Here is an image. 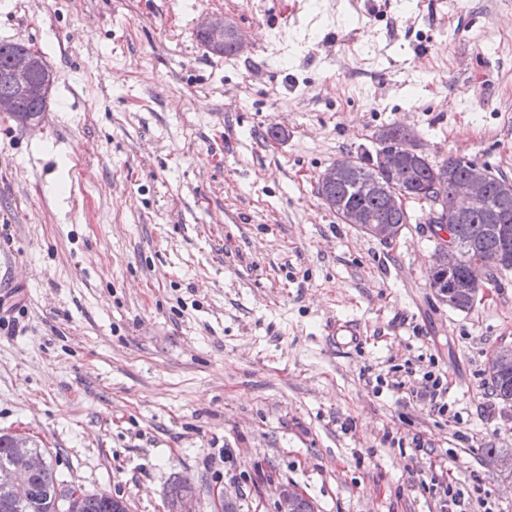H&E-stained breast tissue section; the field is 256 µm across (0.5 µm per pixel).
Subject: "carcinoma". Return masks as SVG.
<instances>
[{
  "mask_svg": "<svg viewBox=\"0 0 512 512\" xmlns=\"http://www.w3.org/2000/svg\"><path fill=\"white\" fill-rule=\"evenodd\" d=\"M23 48L12 42H0V94H20V114L31 118L47 106L49 92L54 83L52 71L46 66L42 54L32 53L33 67L22 79L16 78L10 70V58ZM443 164L448 167V181L458 180L465 173V158L450 155ZM357 172L353 177L336 186L334 202L336 209L358 206L366 211L378 224H391L395 232H400L410 223L407 212H390L384 208L385 189L391 186L404 188L414 199L429 204L433 200L421 194V188L429 181V163L403 156L398 168L391 174L382 175L371 167L370 155L357 156ZM508 182L503 176L492 180L486 212L473 214L468 223L460 224L456 211H448V229L455 237V254L452 263L442 261V273L448 280H460L467 277L471 258L478 252L496 250L501 247L499 227L512 226V210H501L503 184ZM492 389L498 399L512 397V374L503 377L488 368ZM76 487L64 484L57 478L52 465L33 477L30 489L23 497L11 496L0 492V512H30L32 503L49 499L56 503L58 512H68V504ZM115 498L105 492L82 493L81 512H114Z\"/></svg>",
  "mask_w": 512,
  "mask_h": 512,
  "instance_id": "1",
  "label": "carcinoma"
}]
</instances>
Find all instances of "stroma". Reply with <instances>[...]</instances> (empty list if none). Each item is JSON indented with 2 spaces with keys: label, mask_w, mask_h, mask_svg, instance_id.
I'll use <instances>...</instances> for the list:
<instances>
[{
  "label": "stroma",
  "mask_w": 512,
  "mask_h": 512,
  "mask_svg": "<svg viewBox=\"0 0 512 512\" xmlns=\"http://www.w3.org/2000/svg\"><path fill=\"white\" fill-rule=\"evenodd\" d=\"M211 14L244 53L197 40ZM0 41L56 76L46 112L0 115V432L131 512H170L178 477L197 512L216 488L277 512L283 485L317 512H512L484 457L512 449L486 372L512 269L454 310L427 204L388 244L317 194L392 126L512 180V0H0ZM208 36V48L215 55H223L224 47L229 44L235 55L243 53L247 48V37L244 31L230 23L224 15L207 16L199 26ZM226 51L225 55H231ZM425 377L428 378V381L433 379L432 374H428ZM425 392L420 394V397L428 398L430 407L433 412L438 413L439 415H445L448 412V401H444L445 397H447L448 387H442V383L439 377H435L432 380L430 386L425 387Z\"/></svg>",
  "instance_id": "obj_1"
}]
</instances>
